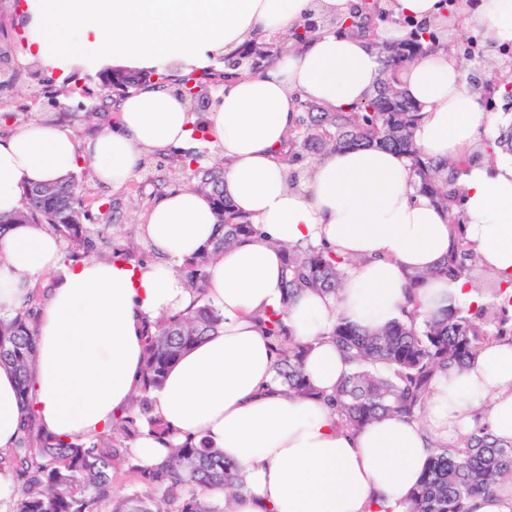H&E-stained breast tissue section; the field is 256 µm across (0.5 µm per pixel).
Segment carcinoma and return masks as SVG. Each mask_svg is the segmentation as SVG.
<instances>
[{
  "label": "carcinoma",
  "mask_w": 512,
  "mask_h": 512,
  "mask_svg": "<svg viewBox=\"0 0 512 512\" xmlns=\"http://www.w3.org/2000/svg\"><path fill=\"white\" fill-rule=\"evenodd\" d=\"M443 13L430 22L405 21L408 36L394 42L380 40L381 26L391 18L390 0H361L353 13L333 19L313 18L291 30L288 41L300 45L327 26L343 27L378 47L383 77L365 101L343 111H330L321 104L299 102L295 125L282 147V160L292 166L309 154L326 149L372 147L402 153L411 160L416 193L449 212L451 246L448 255L432 272L441 279L475 275V254L464 235V216L454 184L464 170L481 159L464 154L451 165L435 164L416 147L413 131L420 107L401 88L403 66L428 50L445 49L458 54L443 31L462 17L456 0H443ZM284 48L281 40L244 50L235 65H246L258 74ZM483 68L471 73L470 86L477 92L499 91L512 102V61L491 51ZM234 73L224 69L198 78L190 75L109 71L100 75L92 98H122L144 84L167 86L181 94L189 82L208 89L224 83ZM493 147L512 155V122L501 127ZM173 173L189 172L197 185L212 191L214 213L220 228L210 248L183 264L185 278L197 296L198 305L183 314L159 319L144 336V367L139 394L126 416L91 441H63L45 435L36 424L30 406L28 375L35 364V307L0 315V368L10 370L18 381L23 410L22 436L16 446L0 452V477L15 489L8 512H98L99 502L109 497L114 474L133 477L134 488L112 498L111 512H224L209 502L215 491L241 483L234 466L224 461V451L203 441L186 438L168 449L166 457L142 465L131 443L145 425L163 433L152 415L151 394L160 389L177 359L197 342L217 332L224 316L204 298L208 268L214 258L238 241L257 233L252 222L233 208L224 194V170L209 164L205 151H189L172 159ZM26 208L10 216L0 215V234L22 221L45 224L66 243L68 257L79 260L97 252L77 175L24 190ZM350 260L331 248L307 243L284 249V299L282 309L256 317L279 351L274 381L300 396L316 394L303 372L310 346L300 343L284 322L286 310L301 292L312 289L329 297L340 290L341 280L352 268ZM495 302L474 312L448 307L432 317L418 320V302L407 295L411 308L385 327L369 331L340 316L327 338L352 365L351 372L325 397L336 407L342 425L359 431L387 413L416 419L438 373L467 365L479 348L512 335V295L491 289ZM512 482V443L496 440L485 428L471 430L433 449L416 488L411 492L409 512H470V501L493 492L501 483Z\"/></svg>",
  "instance_id": "1"
}]
</instances>
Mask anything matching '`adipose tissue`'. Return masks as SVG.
<instances>
[{"label": "adipose tissue", "instance_id": "adipose-tissue-1", "mask_svg": "<svg viewBox=\"0 0 512 512\" xmlns=\"http://www.w3.org/2000/svg\"><path fill=\"white\" fill-rule=\"evenodd\" d=\"M355 0H24L28 61L69 73L82 69L180 72L232 59L310 12L347 15ZM466 28L512 42V0H478ZM376 49L328 27L284 52L259 74L241 72L214 95L205 115L166 87L125 96L117 123L85 141L71 129L33 121L0 138V214L26 206L24 190L89 164L98 179L121 186L146 151L217 148L224 188L256 235L224 252L209 273L207 296L224 315L217 334L185 352L154 393V416L172 431L162 442L142 433L132 446L143 463L191 435L223 450L245 489L224 512H406L432 442L467 432L473 405L488 401V430L512 442V343L480 348L470 364L440 377L422 418L386 415L361 432L345 429L325 401L296 398L273 381L276 344L254 314L279 309L282 246L323 242L357 266L337 300L308 290L288 310L294 337L312 342L304 372L329 393L348 367L321 336L337 316L363 329L399 314L408 276L439 265L450 248L448 218L417 196L409 160L375 148L326 152L290 175L277 152L298 113V96L329 108L365 101L381 77ZM403 89L420 105L415 142L435 161L483 150L497 116L463 69L426 52L402 71ZM204 131H197V124ZM466 237L479 265L512 286V158L486 157L463 172ZM157 262L66 259L46 226L19 223L0 236V310L27 300L40 277L56 281L34 325L36 365L29 389L44 433L94 438L125 416L141 379L146 321L189 308L193 296L178 269L209 246L216 224L209 193L170 191L141 226ZM418 296L426 312L491 303L467 278L430 279ZM21 436V405L10 371L0 369V451Z\"/></svg>", "mask_w": 512, "mask_h": 512}]
</instances>
